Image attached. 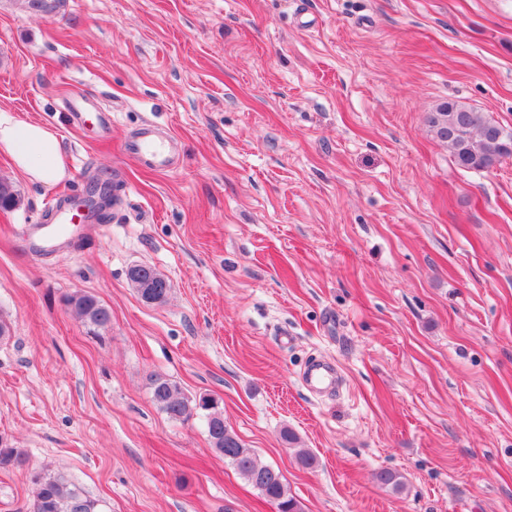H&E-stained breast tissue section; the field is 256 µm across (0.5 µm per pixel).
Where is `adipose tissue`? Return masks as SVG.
<instances>
[{
    "mask_svg": "<svg viewBox=\"0 0 512 512\" xmlns=\"http://www.w3.org/2000/svg\"><path fill=\"white\" fill-rule=\"evenodd\" d=\"M0 152L35 181L52 184L66 175L55 131L37 121L18 119L5 109H0Z\"/></svg>",
    "mask_w": 512,
    "mask_h": 512,
    "instance_id": "1",
    "label": "adipose tissue"
}]
</instances>
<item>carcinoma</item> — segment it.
<instances>
[{"mask_svg":"<svg viewBox=\"0 0 512 512\" xmlns=\"http://www.w3.org/2000/svg\"><path fill=\"white\" fill-rule=\"evenodd\" d=\"M30 12L49 17L56 13L60 0H27ZM434 136L448 147L455 164L463 169L484 171L512 157V129L508 139L497 136L502 126L459 101L441 104L429 116ZM145 275L157 285L158 300L163 303L171 292L170 282L150 266ZM69 309L82 321L104 327L111 321L109 310L93 295L66 298ZM151 397L161 412L172 421H185L195 413L204 412L209 442L214 451L224 457L247 482L272 504L277 512H302L299 501L288 493L281 471L258 461L251 449L224 425V414L217 404L208 405L204 398L194 401L180 395L170 379L153 374L149 378ZM23 452L0 439V468L21 461ZM377 483L396 491L404 489L399 473L381 470L375 474ZM32 512H102L100 501L67 482L64 476L37 473L32 478Z\"/></svg>","mask_w":512,"mask_h":512,"instance_id":"1","label":"carcinoma"}]
</instances>
